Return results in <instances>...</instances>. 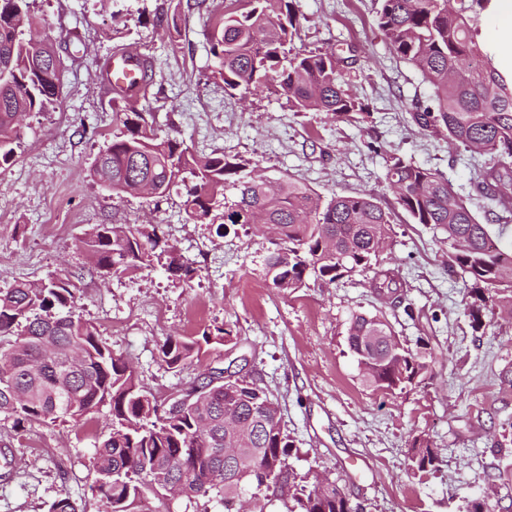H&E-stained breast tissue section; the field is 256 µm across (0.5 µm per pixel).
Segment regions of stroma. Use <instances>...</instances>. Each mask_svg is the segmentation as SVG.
<instances>
[{"label": "stroma", "instance_id": "35a3bbf8", "mask_svg": "<svg viewBox=\"0 0 512 512\" xmlns=\"http://www.w3.org/2000/svg\"><path fill=\"white\" fill-rule=\"evenodd\" d=\"M233 0H37L65 65L62 95L47 112L21 123L9 164L0 166V289L52 275L77 287V311L136 381L158 400L211 370L250 377L276 400L289 463L301 477L339 482L361 512H460L465 498L494 480L502 506L512 505V315L488 306L474 329L464 314L471 296L448 271L439 233L399 215L390 249L376 270L284 295L263 270L269 245L256 226L227 225L216 205L205 223L189 221L182 188L161 203L120 198L93 183L89 168L112 132L104 65L118 51L152 62L137 108L152 112L162 132L183 138L199 155L247 161L272 180L292 176L315 192L372 195L394 204L386 158L438 171L469 196L481 221L494 223L473 195L466 152L424 135L409 115L429 90L399 59L377 27L375 0H296L299 46L354 54L347 88L368 107L355 121L324 112H295L279 95L225 92L215 78L206 34ZM173 18L180 49L166 51L157 17ZM98 224H155L194 269L190 281L167 270L166 257L123 275L91 271L79 243ZM397 270L380 290L378 272ZM384 317L427 371L404 390L365 385L347 344L352 315ZM230 331L228 342L183 369L167 368L170 336ZM112 430L110 408L91 419L32 423L17 430L0 417V512H47L69 498L78 512H102L92 492L93 448ZM435 451L418 470L415 441Z\"/></svg>", "mask_w": 512, "mask_h": 512}]
</instances>
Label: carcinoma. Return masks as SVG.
Returning <instances> with one entry per match:
<instances>
[{"instance_id": "cac0c4a2", "label": "carcinoma", "mask_w": 512, "mask_h": 512, "mask_svg": "<svg viewBox=\"0 0 512 512\" xmlns=\"http://www.w3.org/2000/svg\"><path fill=\"white\" fill-rule=\"evenodd\" d=\"M35 0H0V163L14 157L21 116L48 111L62 92V70H51L49 50L29 37L39 25ZM377 25L401 60L419 70L430 88L429 103L412 104L411 121L428 135L490 162L474 166L473 186L488 201L498 236L512 222V87L487 63L474 20L483 0H377ZM208 33L213 74L224 90L245 97L267 83L297 112H327L338 120L365 113L366 106L344 88L356 63L320 49L295 47V0H247ZM118 197H140L144 184L158 203L180 182L190 220L209 219L219 195L226 224H270L264 271L283 293L310 278L326 284L370 268L377 246L393 235L392 213L369 195L323 197L290 178L271 182L252 175L247 164L224 156L198 157L184 140L161 133L151 113L126 101L112 108V138L89 170ZM387 179L397 208L414 224L444 235L448 271L471 282L473 302L465 313L482 326V310L494 302L512 307V246L492 243L490 225L444 175L399 157L387 160ZM157 228L127 225L117 232L97 225L81 241L95 270L107 274L149 266L161 247ZM230 331L170 336L161 346L168 368L180 370L199 358L203 346L224 345ZM350 350L363 381L379 390L403 389L426 371L419 353L395 342L390 324L356 314L347 329ZM224 370L184 390L172 414L136 383L129 362L116 355L94 325L76 314V286L52 276L0 290V415L26 423L81 420L107 404L109 437L95 446L93 493L104 512H145L144 493L166 494L179 484L189 498L213 503V512H238L237 500L265 488L289 487V512H359L341 486L327 477L296 482L288 463L276 403L256 382L223 381ZM435 460L430 444L412 448L423 470Z\"/></svg>"}]
</instances>
